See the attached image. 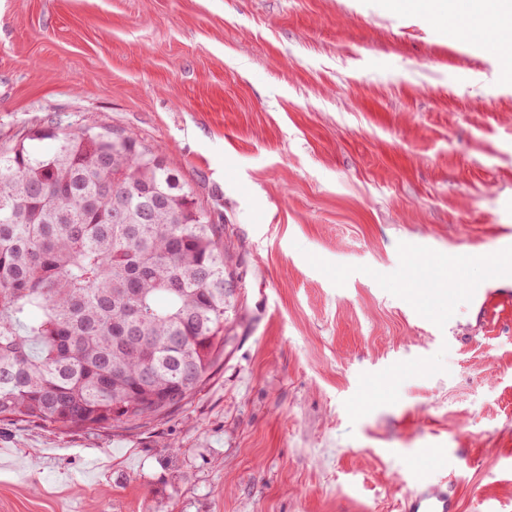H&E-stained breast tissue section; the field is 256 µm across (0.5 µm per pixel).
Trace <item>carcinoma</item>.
Masks as SVG:
<instances>
[{
  "mask_svg": "<svg viewBox=\"0 0 512 512\" xmlns=\"http://www.w3.org/2000/svg\"><path fill=\"white\" fill-rule=\"evenodd\" d=\"M28 140L0 149V418L163 419L224 364L221 229L130 132Z\"/></svg>",
  "mask_w": 512,
  "mask_h": 512,
  "instance_id": "cac0c4a2",
  "label": "carcinoma"
}]
</instances>
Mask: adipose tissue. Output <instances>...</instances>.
Masks as SVG:
<instances>
[{
    "instance_id": "adipose-tissue-1",
    "label": "adipose tissue",
    "mask_w": 512,
    "mask_h": 512,
    "mask_svg": "<svg viewBox=\"0 0 512 512\" xmlns=\"http://www.w3.org/2000/svg\"><path fill=\"white\" fill-rule=\"evenodd\" d=\"M385 10L411 12L425 16L448 33L453 45L484 44L489 52L512 42V28L501 30L496 37L488 31L495 20L512 16V0H383Z\"/></svg>"
}]
</instances>
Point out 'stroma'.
Wrapping results in <instances>:
<instances>
[{
  "instance_id": "stroma-1",
  "label": "stroma",
  "mask_w": 512,
  "mask_h": 512,
  "mask_svg": "<svg viewBox=\"0 0 512 512\" xmlns=\"http://www.w3.org/2000/svg\"><path fill=\"white\" fill-rule=\"evenodd\" d=\"M49 127L193 186L228 344L139 430L0 419V512H403L423 467L512 512V275L457 264L512 243L500 57L379 0H0V148Z\"/></svg>"
}]
</instances>
